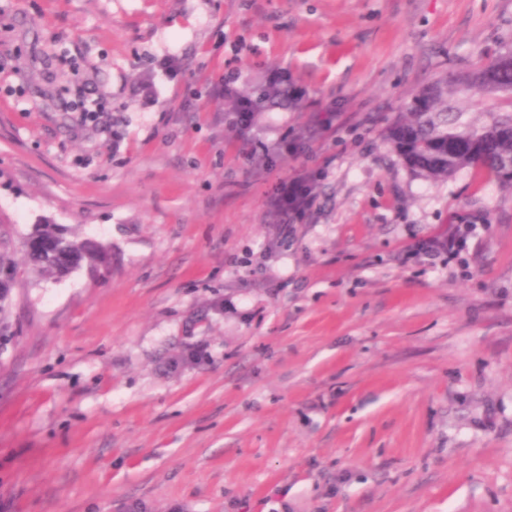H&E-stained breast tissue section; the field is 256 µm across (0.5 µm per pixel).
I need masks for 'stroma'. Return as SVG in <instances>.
Returning a JSON list of instances; mask_svg holds the SVG:
<instances>
[{
  "mask_svg": "<svg viewBox=\"0 0 512 512\" xmlns=\"http://www.w3.org/2000/svg\"><path fill=\"white\" fill-rule=\"evenodd\" d=\"M510 49L512 0H0V215L110 254L14 253L0 512H512V188L381 138ZM275 73L301 110L238 131L225 79ZM506 102L457 97L476 125ZM310 175L307 218L267 223ZM27 264L42 275L65 276L86 266L98 272L108 260L103 244L91 245L60 224L38 223L23 242Z\"/></svg>",
  "mask_w": 512,
  "mask_h": 512,
  "instance_id": "stroma-1",
  "label": "stroma"
}]
</instances>
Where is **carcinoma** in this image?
Listing matches in <instances>:
<instances>
[{
    "label": "carcinoma",
    "mask_w": 512,
    "mask_h": 512,
    "mask_svg": "<svg viewBox=\"0 0 512 512\" xmlns=\"http://www.w3.org/2000/svg\"><path fill=\"white\" fill-rule=\"evenodd\" d=\"M502 62L494 80L485 81L492 63H481L472 70L430 81L423 85L405 111L385 128L384 140L394 149L409 171L430 181H444L466 167L494 176L501 184L512 187V111L497 117L491 124L475 126L462 120L463 112L452 100L455 90L512 93V51L501 54ZM255 106L249 123L272 108L295 107L299 98L288 82L265 80L224 94V109L240 114L242 104ZM8 220L1 217L0 275H17L13 261V240ZM25 258L32 270L51 276H65L87 267L96 272L107 263L106 246L92 245L70 229L51 223H38L23 242Z\"/></svg>",
    "instance_id": "obj_1"
}]
</instances>
